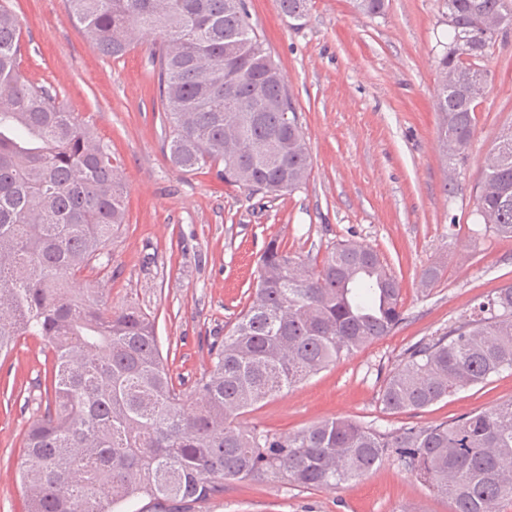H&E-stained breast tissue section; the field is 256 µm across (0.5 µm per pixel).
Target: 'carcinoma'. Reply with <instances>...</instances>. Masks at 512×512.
<instances>
[{
    "label": "carcinoma",
    "mask_w": 512,
    "mask_h": 512,
    "mask_svg": "<svg viewBox=\"0 0 512 512\" xmlns=\"http://www.w3.org/2000/svg\"><path fill=\"white\" fill-rule=\"evenodd\" d=\"M66 0L69 19L102 55L119 58L153 33L157 99L170 124L169 161L184 173L224 165V182L276 198L300 186L311 166L288 88L263 63L270 56L245 0ZM300 21L308 0H278ZM505 0H448L452 37L438 61L458 87L437 86L442 142L468 150L475 101L461 87L484 70L494 40L483 24ZM465 40L470 48L457 53ZM21 27L0 4V357L23 336L53 354L52 396L27 430L20 482L27 512H122L147 497L196 512L224 495V481L269 479L307 489L350 486L394 457L453 512H490L512 500V400L457 420L380 431L327 419L292 434L243 430L239 415L320 373L402 323L401 288L370 247L340 243L319 268L277 239L258 260L252 301L191 390L175 380L155 316L139 305L112 310L77 292L85 271L112 278L103 251L126 220V183L112 151L57 93L19 68ZM238 45L225 55L227 43ZM259 99L243 113L236 148H225L224 99ZM288 142V186L279 146ZM476 212L512 238V129L485 160ZM512 370V284L478 303L441 336L412 345L385 377L378 401L416 411L452 392Z\"/></svg>",
    "instance_id": "cac0c4a2"
}]
</instances>
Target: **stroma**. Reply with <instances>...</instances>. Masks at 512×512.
I'll use <instances>...</instances> for the list:
<instances>
[{
    "label": "stroma",
    "instance_id": "35a3bbf8",
    "mask_svg": "<svg viewBox=\"0 0 512 512\" xmlns=\"http://www.w3.org/2000/svg\"><path fill=\"white\" fill-rule=\"evenodd\" d=\"M22 28L20 68L53 87L112 146L127 183V222L105 250L113 279L79 277L107 307L137 300L156 318L161 350L186 386L210 366L250 301L258 258L278 239L308 265L336 243L376 250L402 286L404 320L318 375L244 414V429L297 432L347 418L393 430L428 426L512 399V371L418 411L390 413L378 389L405 350L447 332L512 283V238L478 224L487 154L512 126V30L478 65L488 74L465 160L451 164L434 107L437 62L449 42L446 0H385L382 14L351 0H310L305 19L277 0H247L251 22L279 64L311 150L305 184L271 200L224 184L215 170L178 171L167 159L152 79L154 34L112 59L67 18L65 0H8ZM437 280L423 285L427 269ZM52 354L36 336L0 359V512H25L23 439L47 405ZM201 512H453L398 462L357 484L309 490L276 481L224 483Z\"/></svg>",
    "mask_w": 512,
    "mask_h": 512
}]
</instances>
